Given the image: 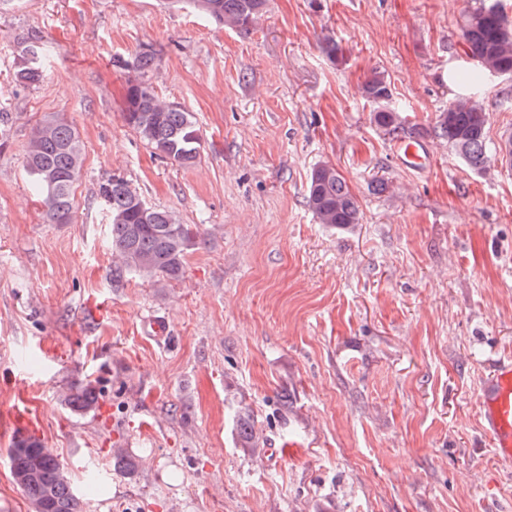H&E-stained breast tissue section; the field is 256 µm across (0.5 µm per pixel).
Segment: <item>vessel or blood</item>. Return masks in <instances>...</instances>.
Here are the masks:
<instances>
[{"mask_svg":"<svg viewBox=\"0 0 512 512\" xmlns=\"http://www.w3.org/2000/svg\"><path fill=\"white\" fill-rule=\"evenodd\" d=\"M394 153L404 166L422 168L428 150L411 140H401ZM481 428L489 439L495 457L512 461V356L496 359L480 385Z\"/></svg>","mask_w":512,"mask_h":512,"instance_id":"obj_1","label":"vessel or blood"}]
</instances>
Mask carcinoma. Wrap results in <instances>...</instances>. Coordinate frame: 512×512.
<instances>
[{
	"label": "carcinoma",
	"instance_id": "obj_1",
	"mask_svg": "<svg viewBox=\"0 0 512 512\" xmlns=\"http://www.w3.org/2000/svg\"><path fill=\"white\" fill-rule=\"evenodd\" d=\"M195 9L240 31H249L261 18L266 0H188ZM466 54L478 70L464 72L460 79L477 84L488 73L512 77V23L496 5L482 6L468 14L462 26ZM22 60L15 81L35 86L43 81L38 64L41 47L36 41L23 43ZM363 96L374 104L371 122L393 136L409 130L400 112L389 107L391 83L375 71L363 85ZM489 115L474 97H460L441 111L429 133L445 140L472 170L483 173L498 162L512 161V141L496 152L487 147ZM123 119L138 136L164 158L180 166L193 164L201 149L200 130L193 116L177 102L159 99L142 79L129 82ZM83 142L76 129L59 113L44 116L31 128L25 163L40 199L46 223L70 224L75 214L74 186L82 171ZM98 195L110 220L112 253L121 268L142 276L166 281L179 278L185 257L202 244L198 225L183 224L171 212L134 201L137 193L119 176L103 180ZM307 203L321 224L346 227L361 220L360 203L335 166L314 167L307 182ZM64 403L76 413L97 407V389L76 387ZM13 481L26 493L31 512H83V497L74 488L65 468L51 449L34 437L20 438L8 449Z\"/></svg>",
	"mask_w": 512,
	"mask_h": 512
}]
</instances>
